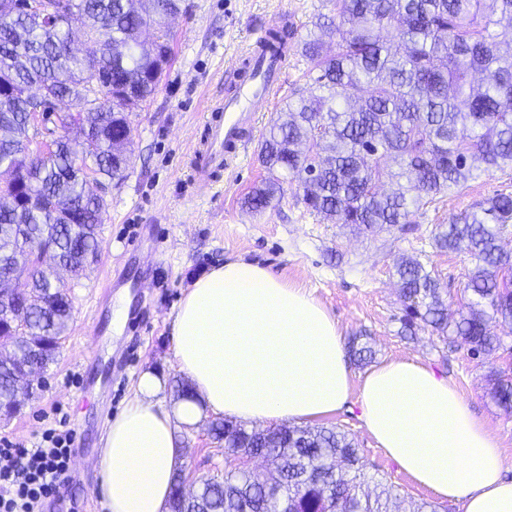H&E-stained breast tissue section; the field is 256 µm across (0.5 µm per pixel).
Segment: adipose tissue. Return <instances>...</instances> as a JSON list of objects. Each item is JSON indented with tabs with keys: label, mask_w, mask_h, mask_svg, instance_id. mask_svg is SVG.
<instances>
[{
	"label": "adipose tissue",
	"mask_w": 512,
	"mask_h": 512,
	"mask_svg": "<svg viewBox=\"0 0 512 512\" xmlns=\"http://www.w3.org/2000/svg\"><path fill=\"white\" fill-rule=\"evenodd\" d=\"M173 353L198 400L168 411L158 401L162 378L140 375L96 460L110 512H168L175 427L194 422L201 408L278 424L333 415L349 398L334 316L304 289L242 260L193 283L173 322ZM359 404L368 432L418 484L464 512H512L501 443L446 377L395 360L365 377Z\"/></svg>",
	"instance_id": "ef3b65f1"
}]
</instances>
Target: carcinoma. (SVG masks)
Instances as JSON below:
<instances>
[{"label":"carcinoma","mask_w":512,"mask_h":512,"mask_svg":"<svg viewBox=\"0 0 512 512\" xmlns=\"http://www.w3.org/2000/svg\"><path fill=\"white\" fill-rule=\"evenodd\" d=\"M31 11L0 16V183L26 198L0 207V281L25 275L0 290V416L20 411L14 383L24 371L54 361L72 319V303L40 259L32 241L49 248L74 277L100 250L106 208L85 190L89 173L121 178L130 135L129 112L147 101L171 54V34L158 29L147 46L143 30L179 11L180 0H26ZM334 15L314 27L329 30L336 51L320 37L302 42L306 87L292 93L261 148L267 177L244 199L252 210L270 205L282 183L297 182L307 208L330 224L358 231L408 223L410 214L481 174L512 168V0H330ZM81 22L98 52L80 59L68 49ZM293 32L270 31L271 56ZM79 99L84 110L54 107ZM52 124L53 149L25 161L28 115ZM82 128L72 144L70 126ZM392 183L380 193L377 184ZM512 224V195L485 198L435 237L442 251L469 253L476 265L469 298L452 311L438 280L422 264H397L405 316L401 334L430 327L470 356L502 346L491 321L512 328V252L500 245ZM357 365L375 352L354 337ZM490 394L512 412V377L489 376ZM213 438L229 454L258 455L272 466L282 496L300 512H401L393 486L367 474L354 440L335 427L247 428L216 420ZM178 469L170 512H272L266 476L243 468L204 480L193 501L183 499Z\"/></svg>","instance_id":"carcinoma-1"}]
</instances>
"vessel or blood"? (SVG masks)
Listing matches in <instances>:
<instances>
[{
	"instance_id": "1",
	"label": "vessel or blood",
	"mask_w": 512,
	"mask_h": 512,
	"mask_svg": "<svg viewBox=\"0 0 512 512\" xmlns=\"http://www.w3.org/2000/svg\"><path fill=\"white\" fill-rule=\"evenodd\" d=\"M287 63L288 56L282 53L250 66L245 80L209 108L204 134L189 159L190 168L200 175L196 184L199 195L210 194L214 175L228 170L238 159L245 148L246 131L255 127L258 106L275 97Z\"/></svg>"
}]
</instances>
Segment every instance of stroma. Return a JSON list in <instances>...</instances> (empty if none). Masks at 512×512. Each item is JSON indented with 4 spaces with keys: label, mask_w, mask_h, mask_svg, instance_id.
<instances>
[{
    "label": "stroma",
    "mask_w": 512,
    "mask_h": 512,
    "mask_svg": "<svg viewBox=\"0 0 512 512\" xmlns=\"http://www.w3.org/2000/svg\"><path fill=\"white\" fill-rule=\"evenodd\" d=\"M326 0H182L168 17L171 56L155 94L130 115L129 163L122 178L90 182L107 211L101 250L86 276L66 277L73 317L54 362L33 383L21 412L0 419V439L31 446L49 424L63 422L76 433L80 452L74 465L82 476L45 512H109L99 492L96 458L109 422L132 396L140 374L155 371L166 381L165 407L178 401L185 376L173 357L172 324L195 278L234 259L269 268L288 283L311 292L336 318L344 338H360L375 361L413 359L448 378L500 439L512 468V413L488 394L491 372L512 374V330L496 326L502 346L489 356L451 350L431 329L401 336L403 303L396 265L417 259L440 282L446 304L457 309L475 267L466 253L439 250L441 226L486 197L512 195V170L483 173L461 193L414 211L404 228L382 227L355 234L324 223L302 201L296 182L283 185L280 198L261 212L243 207L246 193L266 176L259 161L263 136L284 101L304 86L307 64L300 49L288 54L284 84L272 103L260 105L257 127L242 159L224 171L214 198L195 192L189 155L210 101L223 96L234 79L236 56L252 46L264 26L293 28L305 37ZM112 294L131 300L118 330H111L115 305L97 306L104 277ZM356 403L321 419L324 427L349 434L368 471L397 486L405 507L434 502L435 496L401 471L363 427ZM214 415L203 412L192 426L176 431L186 476L200 481L235 467L234 458L211 440Z\"/></svg>",
    "instance_id": "35a3bbf8"
}]
</instances>
